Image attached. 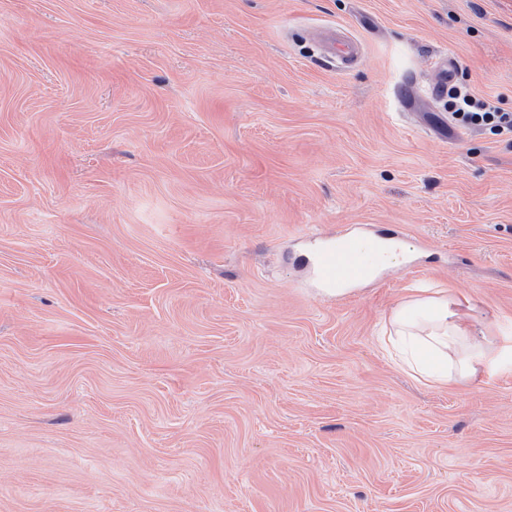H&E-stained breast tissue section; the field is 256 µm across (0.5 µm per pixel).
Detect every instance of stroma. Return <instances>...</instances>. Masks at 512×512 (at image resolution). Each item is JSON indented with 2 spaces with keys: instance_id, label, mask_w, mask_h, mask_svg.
<instances>
[{
  "instance_id": "1",
  "label": "stroma",
  "mask_w": 512,
  "mask_h": 512,
  "mask_svg": "<svg viewBox=\"0 0 512 512\" xmlns=\"http://www.w3.org/2000/svg\"><path fill=\"white\" fill-rule=\"evenodd\" d=\"M439 56L512 112V0H0V512H512V372L380 338L512 327V135L396 96ZM352 226L402 256L316 292ZM320 40L325 58L335 61H351L359 51L356 41L339 35L334 28H326L320 34ZM469 302L438 291L398 307L387 340L416 376L439 385L473 382L508 371L512 336H490L475 328Z\"/></svg>"
}]
</instances>
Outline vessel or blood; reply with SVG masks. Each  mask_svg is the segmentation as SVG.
I'll list each match as a JSON object with an SVG mask.
<instances>
[{
  "mask_svg": "<svg viewBox=\"0 0 512 512\" xmlns=\"http://www.w3.org/2000/svg\"><path fill=\"white\" fill-rule=\"evenodd\" d=\"M325 58L335 61L353 60L359 51L356 41L339 35L335 29H324L320 34ZM432 78L425 88L413 83L404 84L399 95L403 101L416 97L433 98L448 90V64L434 60ZM356 232L339 234L337 237L319 240L311 245V264L321 287L341 288L372 278L374 270L354 247Z\"/></svg>",
  "mask_w": 512,
  "mask_h": 512,
  "instance_id": "b4317fda",
  "label": "vessel or blood"
}]
</instances>
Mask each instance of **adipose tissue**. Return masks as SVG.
Here are the masks:
<instances>
[{
  "instance_id": "adipose-tissue-1",
  "label": "adipose tissue",
  "mask_w": 512,
  "mask_h": 512,
  "mask_svg": "<svg viewBox=\"0 0 512 512\" xmlns=\"http://www.w3.org/2000/svg\"><path fill=\"white\" fill-rule=\"evenodd\" d=\"M470 303L447 291L398 307L388 341L416 376L445 385L492 377L512 367V336L476 328Z\"/></svg>"
}]
</instances>
